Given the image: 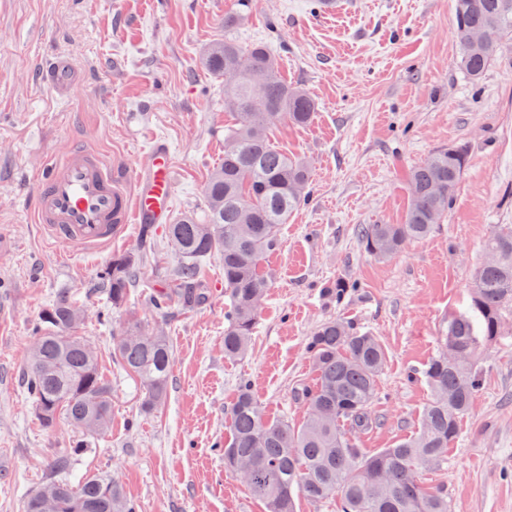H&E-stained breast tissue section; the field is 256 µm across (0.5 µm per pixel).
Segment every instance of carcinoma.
<instances>
[{"instance_id":"1","label":"carcinoma","mask_w":512,"mask_h":512,"mask_svg":"<svg viewBox=\"0 0 512 512\" xmlns=\"http://www.w3.org/2000/svg\"><path fill=\"white\" fill-rule=\"evenodd\" d=\"M453 12L458 65L478 83L497 61L500 42L512 37V0H455ZM478 30L486 42L473 47L469 36ZM202 63L224 79V109L234 114V124L224 133V163L204 188L206 219L187 212L167 225L168 243L180 257L177 288L159 293L151 305L161 311L173 300L183 307L202 304L201 262L220 257L230 301L224 357L234 359L247 352L268 297L270 279L260 268L261 257L277 246L280 225L309 199L308 163L275 148L269 131L277 124H308L315 102L281 78L278 59L264 45L245 49L226 37L205 49ZM468 156L469 146L459 143L454 152L437 150L416 166L404 222L361 227L364 250L384 257L431 234L454 200ZM484 253L473 274L469 310L448 313L441 349L422 371L431 399L415 433L393 448L359 447V438L376 424L373 406L386 352L377 337L330 319L306 342L317 378L296 396L307 405V419L298 427L286 418L267 419L251 385L240 382L224 440V471L236 477L239 462L249 461L243 482L267 512H295L301 495L314 502L336 499L338 512H451L448 493L424 484L422 472L448 456L480 386L481 361L506 326L504 313L512 308L511 224L488 236ZM147 260L144 251L112 256L100 282L110 308L126 305ZM356 287L338 278L325 292L340 301ZM83 320L66 295L42 311L24 382L44 427H54L63 416L79 432L101 436L112 421V387L81 336ZM114 356L145 387V410L166 401L172 349L164 324L128 320L114 339ZM83 448L79 439L70 455L53 463L56 474L27 497L24 512H42L46 496L55 512H138L112 478L92 475L72 484L58 477Z\"/></svg>"}]
</instances>
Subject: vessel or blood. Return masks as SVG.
<instances>
[{
	"label": "vessel or blood",
	"mask_w": 512,
	"mask_h": 512,
	"mask_svg": "<svg viewBox=\"0 0 512 512\" xmlns=\"http://www.w3.org/2000/svg\"><path fill=\"white\" fill-rule=\"evenodd\" d=\"M43 78L62 95L75 74L66 62L55 61ZM174 190L171 153L162 145L152 147L144 170L127 178L98 151L74 145L38 177L33 216L44 238L67 249L101 252L128 225L170 222Z\"/></svg>",
	"instance_id": "1"
}]
</instances>
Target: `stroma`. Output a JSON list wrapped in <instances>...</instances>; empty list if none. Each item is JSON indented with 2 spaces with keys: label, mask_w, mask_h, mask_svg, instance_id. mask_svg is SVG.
<instances>
[{
  "label": "stroma",
  "mask_w": 512,
  "mask_h": 512,
  "mask_svg": "<svg viewBox=\"0 0 512 512\" xmlns=\"http://www.w3.org/2000/svg\"><path fill=\"white\" fill-rule=\"evenodd\" d=\"M454 0H356L325 16L322 0H0V512L26 496L77 436L38 421L23 374L40 312L60 293L83 310L82 334L112 384V424L74 461L71 481L119 480L141 512H266L224 472L221 447L238 385L248 381L265 415L300 423L295 391L313 385L307 336L341 318L377 336L387 353L378 379V427L361 445L391 448L412 435L429 400L421 371L440 348L449 312L463 308L483 244L512 224V66L494 64L474 84L456 65ZM271 44L286 82L317 103L306 126L272 140L305 158L309 203L279 229L260 266L269 295L245 355L224 356L229 299L218 257L202 262L208 302L167 309L173 367L166 402L146 412L143 386L121 371L113 335L128 316L150 324L156 292L173 288L179 258L163 226L133 224L103 252H63L38 233L27 207L46 163L67 145L98 149L118 172L142 169L157 142L172 148L174 216L204 215L203 191L224 157V82L201 64L214 40ZM66 58L81 81L65 98L41 76ZM470 147L456 197L429 238L384 259L358 240L365 224L402 223L412 167L456 143ZM146 249L132 303L103 314L99 289L113 254ZM358 285L343 303L326 282ZM426 483L443 486L452 512H512V324L482 362V384L460 432Z\"/></svg>",
  "instance_id": "1"
}]
</instances>
